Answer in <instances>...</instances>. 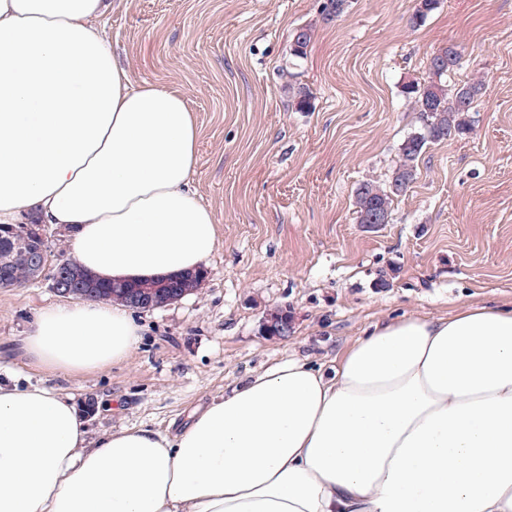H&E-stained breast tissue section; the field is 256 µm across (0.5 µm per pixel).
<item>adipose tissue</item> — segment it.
Instances as JSON below:
<instances>
[{"instance_id":"obj_1","label":"adipose tissue","mask_w":512,"mask_h":512,"mask_svg":"<svg viewBox=\"0 0 512 512\" xmlns=\"http://www.w3.org/2000/svg\"><path fill=\"white\" fill-rule=\"evenodd\" d=\"M107 0H0V223L73 233L102 280L200 270L217 244L190 187L185 98L134 84L95 19ZM124 307L52 305L23 341L66 375L126 360ZM0 512H512V308L377 324L327 374L290 360L169 436L87 445L53 389L0 380Z\"/></svg>"}]
</instances>
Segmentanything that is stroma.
<instances>
[{"label": "stroma", "instance_id": "35a3bbf8", "mask_svg": "<svg viewBox=\"0 0 512 512\" xmlns=\"http://www.w3.org/2000/svg\"><path fill=\"white\" fill-rule=\"evenodd\" d=\"M116 0L101 23L138 84L181 93L198 128L193 187L217 245L198 293L136 311L127 360L66 376L21 350L39 311L59 303L50 272L0 288V359L16 380L70 396L89 442L130 427L180 432L190 413L244 376L290 358L332 371L371 326L435 319L461 302L512 304V0ZM310 28L305 56L293 34ZM457 45L450 85L481 77L466 137L429 145L389 223H359L355 187L386 180L418 128L402 93ZM309 87L289 105L285 83ZM287 336L266 333L276 311Z\"/></svg>", "mask_w": 512, "mask_h": 512}]
</instances>
